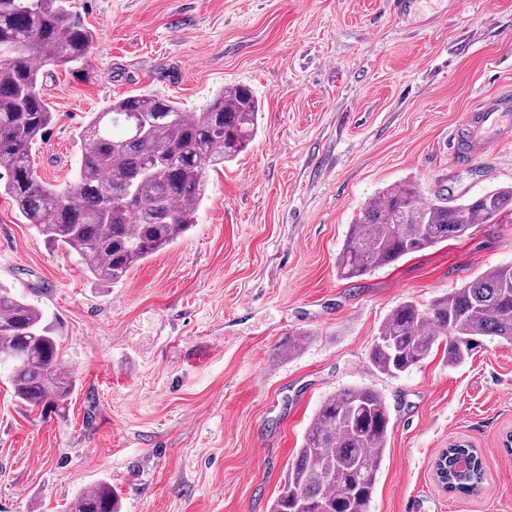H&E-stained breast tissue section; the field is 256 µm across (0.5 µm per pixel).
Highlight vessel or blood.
<instances>
[{
	"label": "vessel or blood",
	"mask_w": 512,
	"mask_h": 512,
	"mask_svg": "<svg viewBox=\"0 0 512 512\" xmlns=\"http://www.w3.org/2000/svg\"><path fill=\"white\" fill-rule=\"evenodd\" d=\"M512 140V97L480 98L452 132L450 148L458 160L472 161Z\"/></svg>",
	"instance_id": "obj_1"
}]
</instances>
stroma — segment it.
Returning a JSON list of instances; mask_svg holds the SVG:
<instances>
[{
  "label": "stroma",
  "instance_id": "stroma-1",
  "mask_svg": "<svg viewBox=\"0 0 512 512\" xmlns=\"http://www.w3.org/2000/svg\"><path fill=\"white\" fill-rule=\"evenodd\" d=\"M97 34L54 69L35 149L64 187L91 113L133 94L202 111L245 85L259 133L208 171L195 224L117 284L49 249L0 194V285L57 326L79 386L64 414L19 403L0 373V512H74L106 479L121 512H270L323 399L370 386L391 424L368 512H512V345L482 338L398 376L369 353L400 303L512 264V219L344 280L336 258L363 206L409 183L426 199L512 185V142L471 164L448 136L478 96L512 92V0H75ZM307 341L281 353L290 336ZM478 448L479 492L443 490V448Z\"/></svg>",
  "mask_w": 512,
  "mask_h": 512
}]
</instances>
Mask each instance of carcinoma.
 <instances>
[{"mask_svg":"<svg viewBox=\"0 0 512 512\" xmlns=\"http://www.w3.org/2000/svg\"><path fill=\"white\" fill-rule=\"evenodd\" d=\"M96 34L71 0H0V193L48 246L87 260L96 279L119 283L130 269L173 244L195 223L206 194V172L234 160L258 132L260 105L251 89L219 91L201 112H185L162 96L138 94L93 113L69 189L42 179L35 146L53 121L40 93L48 66L86 60ZM512 216V186L461 203L423 202L403 184L364 206L339 251L340 277L360 279L403 257L463 237L476 224ZM494 336L512 343V265L500 266L436 298L426 310L405 301L380 326L370 361L396 376L423 362L440 339L448 361L463 362L473 341ZM14 397L57 413L78 388L60 352V337L24 295L0 287V358ZM389 413L370 386L326 397L288 467L271 512H367L387 443ZM477 463L465 478L448 470V484L476 492ZM77 512H119L112 483L81 490Z\"/></svg>","mask_w":512,"mask_h":512,"instance_id":"cac0c4a2","label":"carcinoma"}]
</instances>
